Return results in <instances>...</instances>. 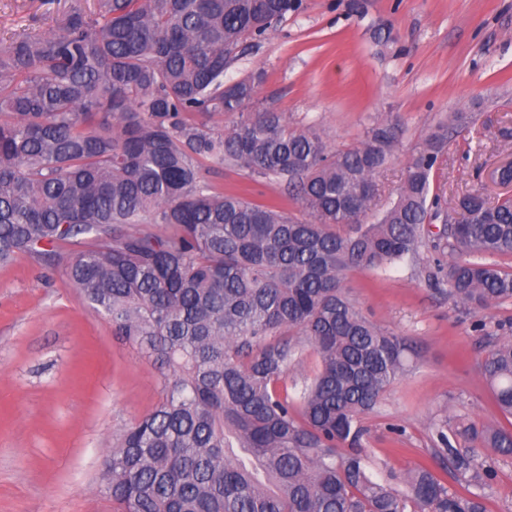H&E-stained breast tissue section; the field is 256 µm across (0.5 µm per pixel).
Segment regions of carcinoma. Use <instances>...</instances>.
Segmentation results:
<instances>
[{
  "instance_id": "obj_1",
  "label": "carcinoma",
  "mask_w": 512,
  "mask_h": 512,
  "mask_svg": "<svg viewBox=\"0 0 512 512\" xmlns=\"http://www.w3.org/2000/svg\"><path fill=\"white\" fill-rule=\"evenodd\" d=\"M301 0H74L61 30L0 42V263L67 258L65 284L161 368L164 396L109 454L101 486L124 512H483L492 466L439 432L468 496L427 467L407 489L374 480L360 417L404 366L401 340L369 321L343 273L426 245L440 217L431 171L454 112L406 168L397 201L367 220L393 155L387 126L330 152L278 112H247L260 77L224 82L244 44ZM232 117L214 134L207 118ZM284 180L303 213L216 189L224 164ZM441 238L448 298L512 302V198L459 197ZM156 225V232L150 225ZM303 336L321 369L295 408L279 388ZM481 371L512 417V338ZM472 436L512 455V429ZM348 451L338 457L336 448Z\"/></svg>"
}]
</instances>
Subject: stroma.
Segmentation results:
<instances>
[{
  "mask_svg": "<svg viewBox=\"0 0 512 512\" xmlns=\"http://www.w3.org/2000/svg\"><path fill=\"white\" fill-rule=\"evenodd\" d=\"M69 0H0V40L60 29ZM263 72L254 109L315 128L329 151L360 144L368 128L396 134L394 155L375 178L374 213L398 198L408 163L452 112L476 122L450 130L431 173L442 212L477 190L512 198L491 172L512 158V0H302L224 74ZM215 187L297 211L285 185L256 182L227 166ZM446 249H422L375 271H347L343 286L367 318L399 336L404 370L364 414L362 454L376 477L404 488L409 470L432 467L449 493L440 433L491 457L485 512H512V456L464 436L465 426L512 425L480 365L512 323V305L472 310L448 297ZM320 369L308 342L281 384L292 399ZM158 364L114 336L112 325L64 282L63 265L29 255L0 267V512H119L100 488L108 450L163 397Z\"/></svg>",
  "mask_w": 512,
  "mask_h": 512,
  "instance_id": "35a3bbf8",
  "label": "stroma"
}]
</instances>
